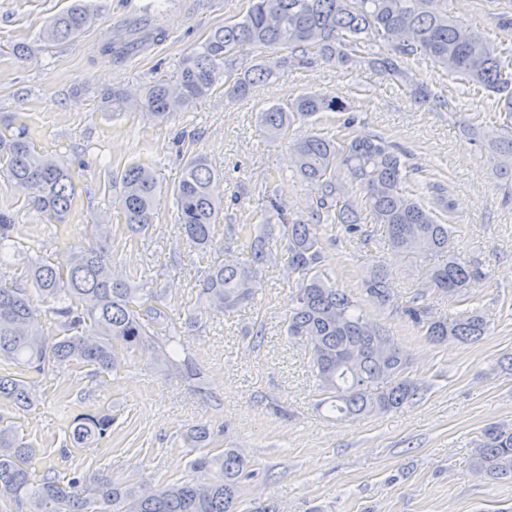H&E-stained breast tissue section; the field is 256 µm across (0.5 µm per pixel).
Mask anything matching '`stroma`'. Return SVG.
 Instances as JSON below:
<instances>
[{
	"mask_svg": "<svg viewBox=\"0 0 512 512\" xmlns=\"http://www.w3.org/2000/svg\"><path fill=\"white\" fill-rule=\"evenodd\" d=\"M70 2L0 0V126L25 125L38 152L66 160L77 187L68 217L72 243H83L86 225H107L117 271L161 290L204 385L198 393L188 390L143 354L127 356L116 376L80 365L46 374L32 407L0 404V418L35 448L37 470L62 477L101 470L118 486L190 479L199 451L185 447L183 436L199 425L211 433L212 449L236 448L249 459L255 475L240 485L246 507L265 500L277 502L280 512L512 507V480L472 470L482 429L512 428V371L500 365L512 354V177L495 175L479 139L501 124L486 91L464 92L461 81L419 54L407 62L410 81L434 94L421 104L408 83L363 64L314 58L281 67L248 99L219 90L160 123L140 111L107 110L104 93L118 86L139 98L153 83L177 82L183 56L247 0H91L99 17L86 33L63 44L43 42L45 24ZM157 3L165 10L162 39L118 65L99 57L102 43ZM448 13L489 39L512 41V30L500 26L503 16L512 17V0H448ZM17 43L29 46L26 59L13 54ZM314 91L346 101L358 130L393 148L424 204L451 226L462 255L486 273L469 288L466 303L443 299L433 310L450 319L466 307L480 310L491 321L489 335L473 344L433 343L399 309L425 290L434 258L392 250L362 201L357 208L367 234L324 225L332 277L351 297L364 300L363 281L375 265L389 271L392 304L369 312L400 343L419 385L415 399L370 418L336 420L320 404L310 353L286 332L298 277L286 264L284 240L272 242L278 259L263 271L255 303L217 314L193 277L202 255L176 230L172 189L197 154L223 175L215 192L224 200L225 223H252L274 196L291 222L310 223L315 189L297 175L288 142L267 138L257 115ZM137 161L151 162L162 185L144 239L129 233L111 187L113 174ZM440 187L444 207L436 203ZM0 210L13 214L33 246L53 244L52 224L1 178ZM80 402L112 415V435L99 447L66 452L61 410Z\"/></svg>",
	"mask_w": 512,
	"mask_h": 512,
	"instance_id": "stroma-1",
	"label": "stroma"
}]
</instances>
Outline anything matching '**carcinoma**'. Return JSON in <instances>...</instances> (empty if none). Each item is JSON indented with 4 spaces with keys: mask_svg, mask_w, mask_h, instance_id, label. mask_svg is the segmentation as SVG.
Returning a JSON list of instances; mask_svg holds the SVG:
<instances>
[{
    "mask_svg": "<svg viewBox=\"0 0 512 512\" xmlns=\"http://www.w3.org/2000/svg\"><path fill=\"white\" fill-rule=\"evenodd\" d=\"M85 0L73 3L43 28L46 42L80 37L96 21ZM135 22L110 39L99 54L114 63L138 51L152 33ZM385 49L374 51L377 42ZM255 49L271 51L248 68L237 61ZM288 57L319 56L333 64L365 63L374 71L403 80L405 63L420 53L429 56L465 85L480 86L497 96L502 125L487 136L496 171L512 175V53L494 46L473 28L448 16V0H248L246 14L229 17L181 61L174 85L155 83L141 99L112 89L103 104L114 112L139 110L162 121L224 87V95L245 99L270 78ZM349 107L325 93H309L289 105L260 113L269 136L291 139L296 172L315 190L311 224H289L285 206L274 200L257 224L227 225L224 246L213 242V226L224 211L214 193L218 171L197 155L186 163L173 189L177 230L189 247L211 253L199 279L200 294L222 312L253 303L263 267L271 262L268 247L278 234L287 240L288 267L301 277L287 333L311 350L319 390L342 417L386 413L418 395L419 385L406 371L409 360L394 337L367 314L361 303L336 287L325 268L324 217H333L348 233L361 231L357 205L348 188L360 190L388 242L422 254L444 253L446 261L428 273V289L444 298L466 295L482 269L455 251L449 228L405 186V175L392 147L381 137L358 133L338 141L313 128L298 138L294 125L322 112ZM0 174L22 188L28 203L57 229L67 233L66 218L75 198L74 179L59 159L37 153L28 131L20 127L0 134ZM115 203L131 231L146 236L158 208L159 187L153 169L136 163L115 177ZM108 233L92 225L85 244L68 249L62 261L36 252L21 272L11 258L18 251L13 215L0 211V359L15 367L0 370V402L24 410L36 399L37 377L74 364L96 373H118L125 355H148L194 390L203 372L185 352L182 336L169 325L160 291L134 285L112 271ZM389 274L381 266L364 279L366 300L384 308L392 302ZM404 315L431 342L452 336L474 343L487 335L490 323L480 311H464L453 321L435 316L417 302ZM59 330L49 339L47 322ZM112 429V415L88 408L75 414L67 436L74 448L98 447ZM208 432L192 429L183 437L188 448H203ZM35 450L10 425L0 424V503L3 512H238L239 484L250 461L237 449L206 452L191 467L213 472L206 483L184 479L154 486L141 481L112 484L102 472L73 473L63 482L48 469L31 471ZM472 468L493 480H512V429L492 424L475 448Z\"/></svg>",
    "mask_w": 512,
    "mask_h": 512,
    "instance_id": "obj_1",
    "label": "carcinoma"
}]
</instances>
